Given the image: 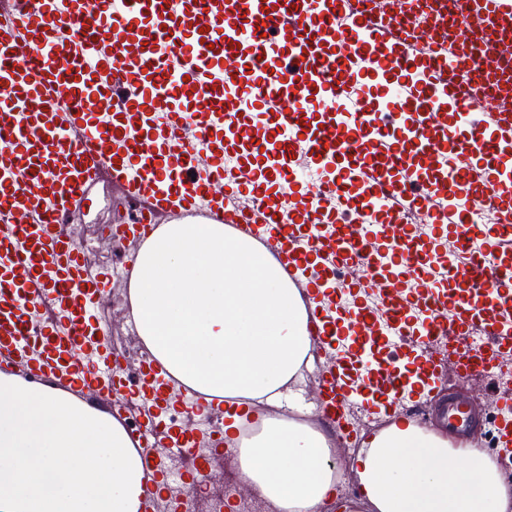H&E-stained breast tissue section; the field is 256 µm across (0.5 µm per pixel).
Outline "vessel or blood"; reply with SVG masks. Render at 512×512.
<instances>
[{"instance_id": "vessel-or-blood-1", "label": "vessel or blood", "mask_w": 512, "mask_h": 512, "mask_svg": "<svg viewBox=\"0 0 512 512\" xmlns=\"http://www.w3.org/2000/svg\"><path fill=\"white\" fill-rule=\"evenodd\" d=\"M419 3L25 0L0 13V375L118 421L165 481L169 452L221 443L202 395L147 350L126 372L106 342L115 281L126 334L142 333L135 267L88 271L68 231L104 179L113 242L220 224L270 246L308 305L328 421L349 399L388 416L439 394L436 336L460 381L492 372L512 352V73L493 64L512 56V0H459L451 26ZM451 56L496 93L449 74ZM489 207L498 222L476 223ZM16 211L24 223H9ZM352 269L384 294L360 297ZM496 399L494 443L510 448L512 393ZM177 407L195 428L172 424ZM444 417L457 432L471 422L454 398Z\"/></svg>"}]
</instances>
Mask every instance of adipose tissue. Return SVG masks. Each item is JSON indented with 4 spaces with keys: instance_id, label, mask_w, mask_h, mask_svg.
Listing matches in <instances>:
<instances>
[{
    "instance_id": "1",
    "label": "adipose tissue",
    "mask_w": 512,
    "mask_h": 512,
    "mask_svg": "<svg viewBox=\"0 0 512 512\" xmlns=\"http://www.w3.org/2000/svg\"><path fill=\"white\" fill-rule=\"evenodd\" d=\"M135 261L149 349L187 385L223 397V452L277 512H512L511 474L406 416L361 433L347 470L329 467L337 429L279 413L316 348L306 305L249 239L175 224ZM151 483L120 424L0 376V512H141Z\"/></svg>"
}]
</instances>
